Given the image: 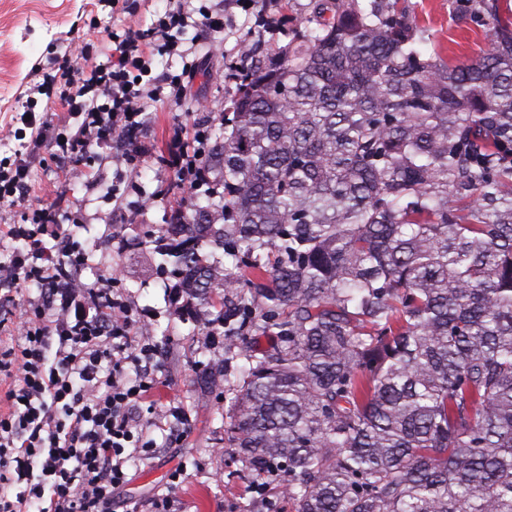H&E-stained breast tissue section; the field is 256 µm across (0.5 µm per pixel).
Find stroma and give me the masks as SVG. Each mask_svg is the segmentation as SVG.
Returning <instances> with one entry per match:
<instances>
[{
  "instance_id": "35a3bbf8",
  "label": "stroma",
  "mask_w": 512,
  "mask_h": 512,
  "mask_svg": "<svg viewBox=\"0 0 512 512\" xmlns=\"http://www.w3.org/2000/svg\"><path fill=\"white\" fill-rule=\"evenodd\" d=\"M309 2L253 0L248 10L228 2L223 29L199 42L190 58L153 53L154 74L181 73L190 59L197 68L179 103H146L137 139L147 156L136 170L112 163V155L119 151L115 144L95 148L90 168L64 161L56 167L35 164L30 169L31 206L63 198L64 224L74 243L93 257L81 271L82 281L97 288L113 269H121L123 296L134 316L149 314L152 340L161 349L154 366L158 390L142 412L158 452L149 461L129 462L112 512H154L155 499L166 494L174 501L171 512H267L270 500L279 512H288V498L279 488L269 485L264 493L256 492L220 433L229 405L224 375L238 372L242 359L214 342L207 328L196 327V310L173 302L159 277L157 245L150 237L185 208L165 165L182 127L204 126L211 142H218L222 112L234 97L245 66L244 43H253L259 58L274 55L300 27ZM405 4L417 24L421 50L456 62L487 47L485 28L471 27L461 17L458 0ZM166 5L167 0H137L126 13L98 6L97 0H0V160L12 157L31 138L30 129L16 122L15 115L36 74L54 73L57 57L76 39L94 45L96 63H107L111 34L131 26L148 28ZM116 190L124 197L119 205L112 201ZM116 238L126 240L124 250L113 248ZM173 407L178 415H170ZM179 467L185 468V476L171 482Z\"/></svg>"
}]
</instances>
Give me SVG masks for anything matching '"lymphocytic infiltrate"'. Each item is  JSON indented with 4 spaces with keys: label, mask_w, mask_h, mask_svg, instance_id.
I'll use <instances>...</instances> for the list:
<instances>
[{
    "label": "lymphocytic infiltrate",
    "mask_w": 512,
    "mask_h": 512,
    "mask_svg": "<svg viewBox=\"0 0 512 512\" xmlns=\"http://www.w3.org/2000/svg\"><path fill=\"white\" fill-rule=\"evenodd\" d=\"M200 26L221 29L220 12L199 8ZM190 0L172 7L146 29L128 28L112 35L109 66L89 65L88 43L67 51L56 75L33 85L20 122L33 143L48 142L44 164L62 160L90 163L92 147L120 140V161L135 168L144 160L136 134L144 123V104L160 98L178 102L184 77H153L152 51H173L192 14ZM59 101L69 123L53 127L38 122V96ZM208 152L205 132L192 146L174 144L166 165L183 195L197 194L208 179L203 165ZM30 152L15 151L0 169V202L19 213L18 224L0 226V239L27 243L28 249L0 262L12 286L43 288L45 303L20 313L16 338H0V512H112V494L126 481L130 457L152 458L156 447L142 423L140 410L157 385L152 373L158 349L151 340L138 348L135 376H128L127 344L132 310L121 295L75 284L86 253L70 246L58 253L44 242L62 240L57 204H27L25 189Z\"/></svg>",
    "instance_id": "1"
}]
</instances>
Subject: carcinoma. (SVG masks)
<instances>
[{"instance_id": "carcinoma-1", "label": "carcinoma", "mask_w": 512, "mask_h": 512, "mask_svg": "<svg viewBox=\"0 0 512 512\" xmlns=\"http://www.w3.org/2000/svg\"><path fill=\"white\" fill-rule=\"evenodd\" d=\"M400 2L311 0L255 62L160 268L221 292L225 441L293 512H512V12L462 4L491 48L451 63Z\"/></svg>"}]
</instances>
